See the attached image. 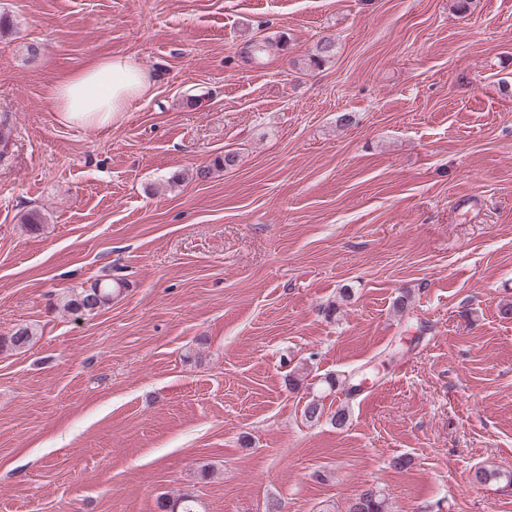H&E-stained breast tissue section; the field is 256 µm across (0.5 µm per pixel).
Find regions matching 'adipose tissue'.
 I'll return each mask as SVG.
<instances>
[{
    "label": "adipose tissue",
    "mask_w": 512,
    "mask_h": 512,
    "mask_svg": "<svg viewBox=\"0 0 512 512\" xmlns=\"http://www.w3.org/2000/svg\"><path fill=\"white\" fill-rule=\"evenodd\" d=\"M152 80L131 55L110 56L60 82L53 90L61 122L86 129L118 126L138 99L149 97Z\"/></svg>",
    "instance_id": "ef3b65f1"
}]
</instances>
